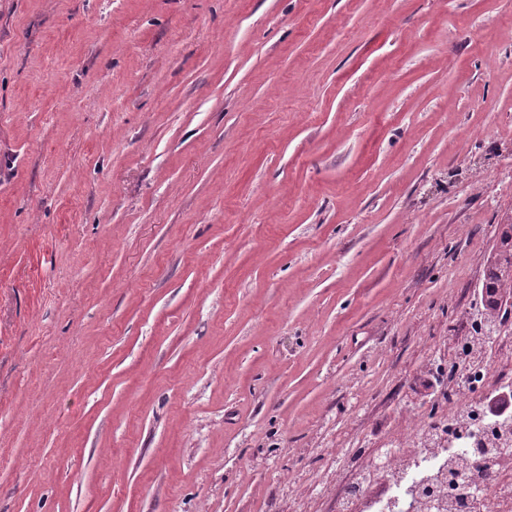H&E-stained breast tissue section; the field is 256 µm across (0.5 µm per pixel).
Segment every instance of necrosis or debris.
<instances>
[{"label": "necrosis or debris", "mask_w": 512, "mask_h": 512, "mask_svg": "<svg viewBox=\"0 0 512 512\" xmlns=\"http://www.w3.org/2000/svg\"><path fill=\"white\" fill-rule=\"evenodd\" d=\"M451 394L465 422L456 416L438 427L410 431V446L383 455L377 468L353 470L340 498V512H512V447L484 457L477 446L486 433L512 432L511 420L493 421L467 402L493 381L484 362L464 363Z\"/></svg>", "instance_id": "necrosis-or-debris-1"}]
</instances>
